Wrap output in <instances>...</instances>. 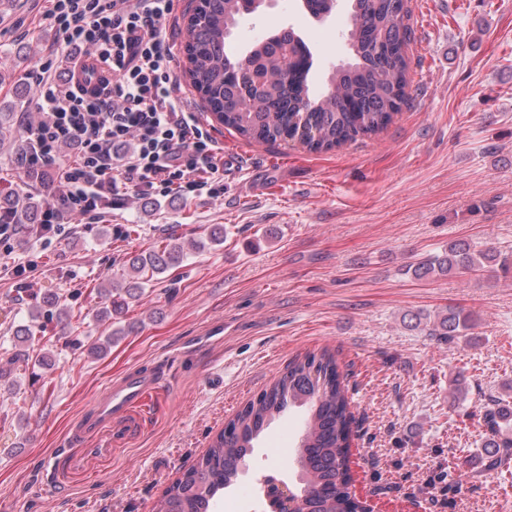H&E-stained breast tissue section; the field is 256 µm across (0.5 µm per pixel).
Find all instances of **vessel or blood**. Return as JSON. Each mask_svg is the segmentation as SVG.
<instances>
[{"label":"vessel or blood","instance_id":"1","mask_svg":"<svg viewBox=\"0 0 512 512\" xmlns=\"http://www.w3.org/2000/svg\"><path fill=\"white\" fill-rule=\"evenodd\" d=\"M162 367L113 380L73 424L66 447L56 449L48 480L57 487L111 464L141 427L142 409L161 388Z\"/></svg>","mask_w":512,"mask_h":512}]
</instances>
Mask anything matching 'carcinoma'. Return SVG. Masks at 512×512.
Listing matches in <instances>:
<instances>
[{"mask_svg":"<svg viewBox=\"0 0 512 512\" xmlns=\"http://www.w3.org/2000/svg\"><path fill=\"white\" fill-rule=\"evenodd\" d=\"M312 16L336 10L337 0H305ZM348 23L343 37L350 59L333 69L322 83L312 75L311 50L288 26L278 35L236 53L231 41L240 21L263 11L256 0H198L196 15L187 23V73L205 108L215 120L249 143L292 141L310 153H326L384 130L409 101L406 46L408 0H345ZM254 66L239 67L244 59ZM13 113L0 112V144L13 137ZM0 208L16 213L20 223L35 224L42 204L32 196L0 198ZM180 237L170 234L149 249L130 255L112 287L100 291L97 318L110 321L140 299L145 285L175 270L187 260ZM498 266L507 272L512 262L489 248L474 253L454 243L410 267L412 276L464 273ZM68 306L49 293L32 307L28 319L13 326L15 358L32 367L52 365L47 353L31 354L38 321L68 317ZM140 327L130 322L87 343L95 357L112 343ZM428 335L452 342L471 329L470 314L456 307L437 313ZM305 411V431L293 464L299 484L292 490L297 512H362L352 498L348 466L353 416L348 390L336 355L323 349L296 359L257 398L249 401L213 439L205 453L167 487L156 512H211L215 498L234 485L242 464L271 422L292 408ZM482 453L491 469H512V406L490 396L483 404Z\"/></svg>","mask_w":512,"mask_h":512,"instance_id":"cac0c4a2","label":"carcinoma"}]
</instances>
